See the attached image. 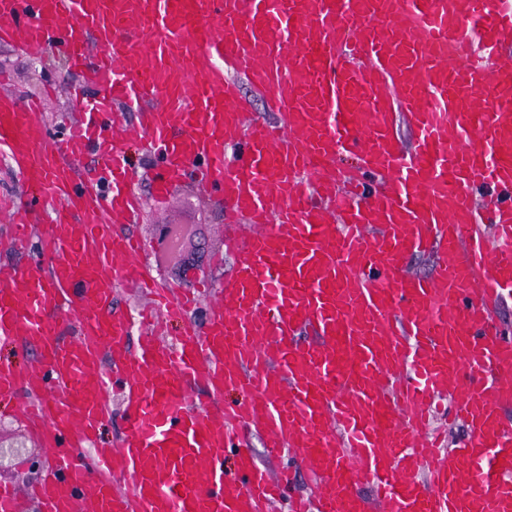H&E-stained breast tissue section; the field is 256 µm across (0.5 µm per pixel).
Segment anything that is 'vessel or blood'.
<instances>
[{
	"instance_id": "1",
	"label": "vessel or blood",
	"mask_w": 512,
	"mask_h": 512,
	"mask_svg": "<svg viewBox=\"0 0 512 512\" xmlns=\"http://www.w3.org/2000/svg\"><path fill=\"white\" fill-rule=\"evenodd\" d=\"M0 41L57 49L76 98L99 92L61 137L40 101L0 95V157L29 190L0 197L22 259L0 341L39 351L0 359V399L25 395L51 453L39 512H512V0H0ZM135 141L156 196L195 170L233 258L172 346L165 315L198 299L115 230L143 218ZM429 252L431 275L407 271ZM126 284L152 300L134 347ZM437 416L464 427L455 447Z\"/></svg>"
}]
</instances>
